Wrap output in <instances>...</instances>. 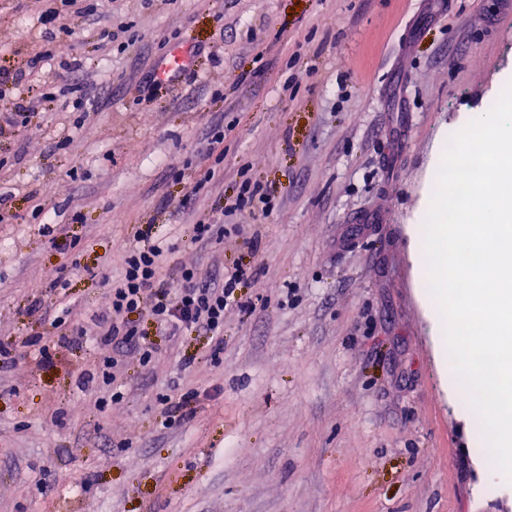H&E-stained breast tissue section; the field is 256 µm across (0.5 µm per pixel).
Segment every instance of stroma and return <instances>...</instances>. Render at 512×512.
I'll return each mask as SVG.
<instances>
[{"label": "stroma", "instance_id": "stroma-1", "mask_svg": "<svg viewBox=\"0 0 512 512\" xmlns=\"http://www.w3.org/2000/svg\"><path fill=\"white\" fill-rule=\"evenodd\" d=\"M54 4L0 0V79L36 105L0 127V512H512L448 389L413 238L442 137L512 84V0H98L44 24ZM175 46L184 79L141 91ZM73 83L90 117L54 100ZM246 178L275 210L221 217ZM149 229L165 280L247 277L219 360L211 334L134 317L157 354L126 352L112 402L78 384L111 347L73 337L45 361L22 341L99 313Z\"/></svg>", "mask_w": 512, "mask_h": 512}]
</instances>
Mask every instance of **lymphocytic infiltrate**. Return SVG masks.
I'll use <instances>...</instances> for the list:
<instances>
[{"mask_svg": "<svg viewBox=\"0 0 512 512\" xmlns=\"http://www.w3.org/2000/svg\"><path fill=\"white\" fill-rule=\"evenodd\" d=\"M163 257L160 244L151 235H144L141 246L128 250L104 310L88 323L72 319L67 313L55 319L61 328L59 341H68L72 336H93L100 344L111 347V356L103 358L96 373L88 374L86 380L91 383L99 378L112 385L113 399L123 397L115 385L122 370L123 349H138L145 367L155 357L152 343L140 339L129 327L130 315L147 314L157 329L168 336L202 329L220 342L224 339V312L239 302L237 287L245 269L225 272L223 282L215 284L204 280L197 269L184 268L178 282L172 284L161 277Z\"/></svg>", "mask_w": 512, "mask_h": 512, "instance_id": "1", "label": "lymphocytic infiltrate"}]
</instances>
